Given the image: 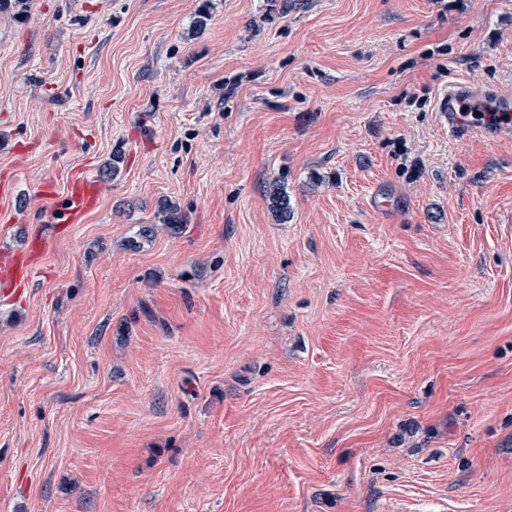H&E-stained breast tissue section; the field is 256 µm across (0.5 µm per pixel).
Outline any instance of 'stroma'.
Wrapping results in <instances>:
<instances>
[{"instance_id": "1", "label": "stroma", "mask_w": 512, "mask_h": 512, "mask_svg": "<svg viewBox=\"0 0 512 512\" xmlns=\"http://www.w3.org/2000/svg\"><path fill=\"white\" fill-rule=\"evenodd\" d=\"M200 3L0 12V512H512V0ZM477 98L478 93L472 88L457 83L448 85V93L438 100L436 110L440 122L448 127L449 134L463 138L474 128L479 127L484 131V127L473 124L463 114L465 106L476 104ZM39 189L43 195L55 200L51 224H76L96 206L102 191L97 180L89 178L80 170L68 174L66 188L61 195L56 193L52 181L43 182ZM270 208L279 222H287L292 215V206L289 195L279 179L269 184ZM40 250L45 249L44 240H31L27 246L17 250L0 251V296L14 299L21 294V289L32 278V257L37 253L36 244Z\"/></svg>"}]
</instances>
